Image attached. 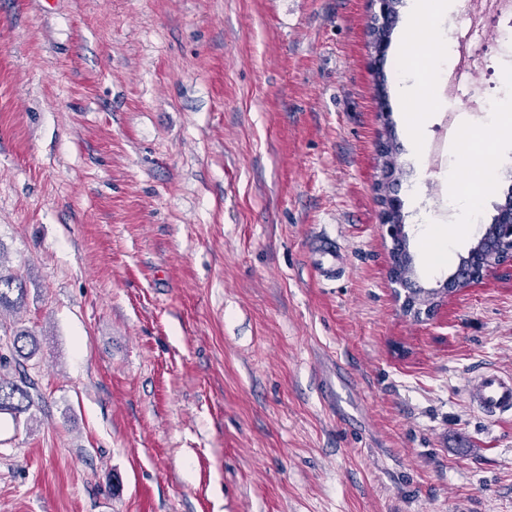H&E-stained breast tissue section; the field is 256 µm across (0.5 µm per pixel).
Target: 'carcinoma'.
<instances>
[{
	"label": "carcinoma",
	"instance_id": "obj_1",
	"mask_svg": "<svg viewBox=\"0 0 512 512\" xmlns=\"http://www.w3.org/2000/svg\"><path fill=\"white\" fill-rule=\"evenodd\" d=\"M27 296L25 282L0 264V317L15 313ZM38 352L36 333L19 327L7 351L0 354V414L17 416L28 412L40 397L36 382L27 371V363Z\"/></svg>",
	"mask_w": 512,
	"mask_h": 512
}]
</instances>
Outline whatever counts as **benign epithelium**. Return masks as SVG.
<instances>
[{"label": "benign epithelium", "instance_id": "7a95c632", "mask_svg": "<svg viewBox=\"0 0 512 512\" xmlns=\"http://www.w3.org/2000/svg\"><path fill=\"white\" fill-rule=\"evenodd\" d=\"M370 46L376 59H381L389 41L388 21L391 17L389 0H370ZM380 205L381 227L392 240L389 275L393 283L409 288L408 267L413 265L405 233V224L399 220L401 200L376 187ZM512 268V186L504 192V200L495 207V214L484 235L476 240L466 256L460 259L456 270L439 288L428 291L408 292L405 295L403 313L414 319L431 316L441 305L443 298L465 291L485 277L504 268Z\"/></svg>", "mask_w": 512, "mask_h": 512}]
</instances>
